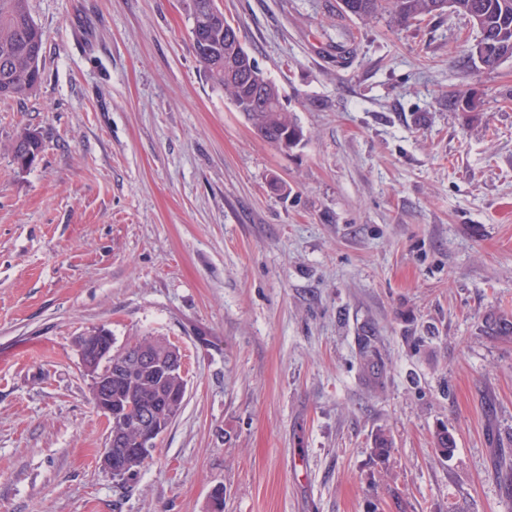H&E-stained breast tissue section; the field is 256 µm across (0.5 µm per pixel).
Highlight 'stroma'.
Returning a JSON list of instances; mask_svg holds the SVG:
<instances>
[{
  "mask_svg": "<svg viewBox=\"0 0 512 512\" xmlns=\"http://www.w3.org/2000/svg\"><path fill=\"white\" fill-rule=\"evenodd\" d=\"M219 7L290 153L204 72L186 0H29L42 81L0 100V512H212L218 486L223 512H512V335L486 325L512 319V59L472 68L456 14ZM100 327L166 339L188 381L122 481L77 348ZM236 66L243 71L242 79L243 82H246L245 88H250L253 92L256 98H259L260 103H264L265 101V94L264 91L260 88V86H264L268 91L270 89H274L273 86L268 84L265 81H261L260 76L263 80H267L275 85V88L277 89V92H279L278 87L276 84L269 79L261 69L259 70V75L257 74L256 64H254L252 58L247 57L246 54L241 53L239 57L237 58ZM40 146L41 140L37 133L27 131L23 132L18 137L13 146V159L21 170H24L32 163L33 159H35L40 151ZM28 155L32 157L28 161V164L26 166L20 165V160L24 159Z\"/></svg>",
  "mask_w": 512,
  "mask_h": 512,
  "instance_id": "1",
  "label": "stroma"
}]
</instances>
